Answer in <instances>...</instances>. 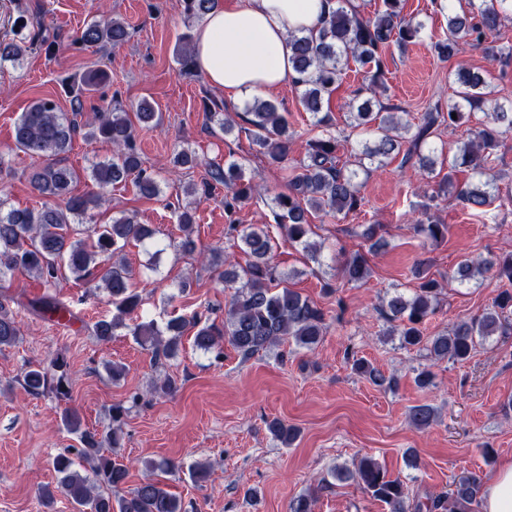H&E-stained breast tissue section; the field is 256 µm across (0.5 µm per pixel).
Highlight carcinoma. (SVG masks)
<instances>
[{"label":"carcinoma","instance_id":"carcinoma-1","mask_svg":"<svg viewBox=\"0 0 512 512\" xmlns=\"http://www.w3.org/2000/svg\"><path fill=\"white\" fill-rule=\"evenodd\" d=\"M384 9L366 16L350 5V0H338L321 23L318 34L289 36L292 62L299 74L294 84L304 109L325 131L309 143L301 160L288 178V192L272 201L276 226L288 242L301 247L313 260L318 259L321 245L312 241L315 225L309 216L319 213L334 218H347L364 205L360 177H369L373 169L387 161L402 157L400 172L435 178L436 166L448 164V174L438 182V191L450 194L465 208L478 212L491 204L498 194L495 181L486 173V164L499 147L500 138L512 135V100L499 101L492 97L484 72L463 62L453 72L458 101L444 112L434 107L423 113L419 121L402 120L384 109L381 97L387 92L386 50L395 44L400 48L420 40L425 24L406 17L403 0H382ZM183 13L190 22L203 18L218 0H182ZM469 9L458 11L448 5L447 28L431 42L436 54L450 59L481 48L489 55L498 54L488 38L500 30L512 17V0H468ZM13 38L0 40V63L18 62L24 53L48 41L41 21L23 13L11 26ZM129 37L124 22L104 16H94L76 32L72 42L84 47L122 45ZM187 48L179 51L176 61L179 73L191 75L197 71L191 33L182 36ZM365 68L362 86L347 104L348 126L367 139L341 152L343 144L330 128L331 95L340 87L349 61ZM107 80L101 70H91L80 79L69 81L73 98L71 115L59 111L53 98L34 100L14 124L13 143L0 151V181L13 177L10 156L22 152L43 160L29 173V182L46 202L38 207H14L0 197V348L16 345L21 336L20 322L9 306L5 291L13 287L15 274L33 275L48 288H55L62 278L95 283L103 289L112 304V316L101 317L92 325L95 339L107 343L117 330L126 328L135 341L151 353L159 383L154 393L173 395L179 390L177 376L168 372L170 362L183 351V338L191 334L194 349L204 353L222 351L228 343L244 359L283 344L307 351L315 350L328 329L326 312L314 300L302 296L288 286L289 278L280 275L272 263L276 245L269 225H227L226 235L232 246L247 255L245 264L224 255L222 249H211L206 256L207 268L225 283L235 288L224 320L202 319L198 313L174 316L162 324L151 320L132 326L127 321L143 305L133 272L123 251L130 243H141L153 249L147 269L157 270L161 255L169 248L183 254L196 251L194 213L176 210L179 240L163 243L155 239V231L126 214L112 217L108 224L94 223L91 211L102 205L107 189L117 183L133 180L138 193L147 198L162 193L161 181L154 170L143 167L135 146V128L160 124L162 115L147 103H140L136 112L129 113L115 105L110 112H100L86 120L83 97ZM488 108V124L458 143L453 154L434 139L443 127L456 128L468 121L465 107ZM250 132L256 144L274 163L288 158L293 134L288 120L277 104L256 99L247 107ZM83 134L89 141H102L112 146V157L92 166L90 180L93 190L75 194L73 183L79 175L62 163L61 155L71 148L74 137ZM198 163L196 153L183 149L174 153L172 167L191 168ZM464 165L476 180L457 184L452 173ZM246 164L232 160L222 165L211 164L207 169L204 192L224 187V209L232 213L254 199L260 192L256 174H247ZM415 229L432 242L448 235V225L436 222L428 213L414 220ZM384 225L366 224L362 237L369 249L377 253L387 246ZM343 279L359 284L371 276L367 258L355 254L340 269ZM506 280L511 287L500 291L492 304L468 320L448 326L434 336L424 334V325L439 307L442 283L429 273L426 261L417 263L412 272L414 285L405 294L394 290L380 308L381 316L390 323L388 335L398 338L399 346L426 352L435 362H464L470 359L476 346L496 335H506L512 329L506 312H512V253L489 259L465 258L458 262L449 279L461 286L469 285L485 275ZM32 311L44 319L60 321L67 308L55 296L44 294L28 302ZM353 369L377 387L391 389L395 379L385 375L363 358H356ZM25 390L33 396L53 395L56 400L71 399L69 362L63 349H58L45 364H28L23 371ZM130 408L122 403L112 405L111 427L105 433L84 424L80 414L71 407L61 412L63 428L76 436L79 446L67 448L53 458V468L60 475L55 488L44 487L38 492L43 512H53L56 497H65L77 512H185L179 497L166 489L159 480L147 479L117 500L112 491L127 483L129 469L112 457V449L120 445L123 425ZM408 419L417 429L429 427L435 410L427 404L410 408ZM273 439L288 447L297 440L298 431L279 418L266 421ZM330 476L340 482L354 481L373 498L383 502L388 512H468L477 503L482 491L478 476L470 475L454 482L450 491L428 495L425 500L410 502L404 482L388 476L375 460L362 457L353 467L337 466ZM332 487L323 478L317 488L299 495L289 503V512H314L318 492Z\"/></svg>","mask_w":512,"mask_h":512}]
</instances>
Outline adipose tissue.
Returning a JSON list of instances; mask_svg holds the SVG:
<instances>
[{"label": "adipose tissue", "instance_id": "ef3b65f1", "mask_svg": "<svg viewBox=\"0 0 512 512\" xmlns=\"http://www.w3.org/2000/svg\"><path fill=\"white\" fill-rule=\"evenodd\" d=\"M336 0H223L194 32L198 70L238 103L298 78L288 35L317 32ZM480 512H512V459L483 485Z\"/></svg>", "mask_w": 512, "mask_h": 512}]
</instances>
